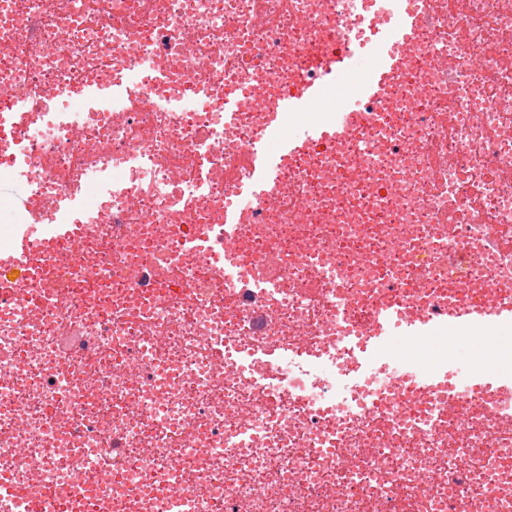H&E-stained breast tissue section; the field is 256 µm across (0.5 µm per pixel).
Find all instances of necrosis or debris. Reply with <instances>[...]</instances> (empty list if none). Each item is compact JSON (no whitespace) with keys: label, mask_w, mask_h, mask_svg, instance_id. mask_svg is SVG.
Returning <instances> with one entry per match:
<instances>
[{"label":"necrosis or debris","mask_w":512,"mask_h":512,"mask_svg":"<svg viewBox=\"0 0 512 512\" xmlns=\"http://www.w3.org/2000/svg\"><path fill=\"white\" fill-rule=\"evenodd\" d=\"M414 10L354 136L285 158L278 189L244 203L255 134L366 39L360 7L0 0V113L19 114L0 123V179L33 187L13 223H72L66 193L112 175L72 239L32 244L35 301L0 296V471L19 505L512 512V390L468 384L485 353L445 394L385 366L336 391L345 336L385 303L512 302V0H392ZM106 86L118 105L67 111Z\"/></svg>","instance_id":"necrosis-or-debris-1"}]
</instances>
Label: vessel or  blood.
Returning a JSON list of instances; mask_svg holds the SVG:
<instances>
[{
    "instance_id": "obj_1",
    "label": "vessel or blood",
    "mask_w": 512,
    "mask_h": 512,
    "mask_svg": "<svg viewBox=\"0 0 512 512\" xmlns=\"http://www.w3.org/2000/svg\"><path fill=\"white\" fill-rule=\"evenodd\" d=\"M384 12V7L378 6L361 15L362 25L373 37L372 46L359 44L336 55L323 66L319 78L303 80L295 93L277 100L276 112L297 114L309 111L311 106L324 100L328 87L351 80L357 83L354 94L345 100L341 108L334 110L329 122H303L297 132L282 137L275 150L266 149V133L257 134L247 155L250 174L247 181L240 185V192L253 197H262L272 192L280 181V162L283 156L297 154L310 143L330 141L345 135L360 107L378 97L384 83L396 71L394 50L408 37L415 23L414 16L410 15L382 25L377 24V17ZM365 60L370 61L371 71L367 78L361 80L357 77V70ZM73 232L74 227L70 224L49 222L32 228L26 226L20 230L12 251L16 254L23 252L35 235L64 240L71 237ZM452 326L462 331L512 327V304L496 308L464 304L449 309L447 315L437 319L425 317L406 321L400 320L397 305L385 304L374 316L369 339H356L352 342L354 378H361L371 371L385 336L393 329H401L403 335L410 338L422 339L445 334ZM404 377L412 388L430 389L443 385L448 375L436 369L423 372L412 368L405 372Z\"/></svg>"
}]
</instances>
